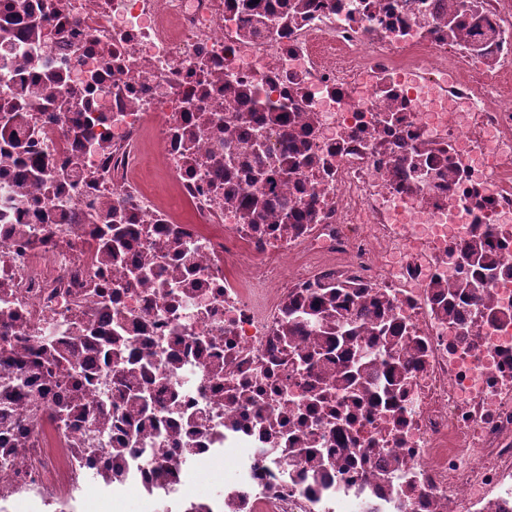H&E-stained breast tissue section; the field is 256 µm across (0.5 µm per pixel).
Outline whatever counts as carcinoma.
<instances>
[{"label": "carcinoma", "mask_w": 512, "mask_h": 512, "mask_svg": "<svg viewBox=\"0 0 512 512\" xmlns=\"http://www.w3.org/2000/svg\"><path fill=\"white\" fill-rule=\"evenodd\" d=\"M246 7L250 12L248 21L256 28L265 25L266 11L262 3L247 0ZM475 25V15L469 2L460 4L459 11L448 16V25L439 27L442 36L448 37V42L455 43L472 34ZM289 145L279 157L270 161H260L258 165L250 168V173L264 178L270 185H275L280 178L287 177L300 165L306 163L303 154L308 149L305 140L288 136ZM431 152L429 143L422 142L412 148V152L396 158L390 169L392 183H397L399 172L406 166L417 167V158ZM267 202L257 199L248 200L240 212V221L243 224H259L264 217ZM459 266L465 270V275L458 281L438 285V297H448V316L456 317V301L460 300L470 307L474 313H484L483 292L489 281L501 276L512 275V261L503 257L494 246V227L478 224L469 232L456 248L450 251ZM343 285L336 284V295L325 291H314L308 295L306 313L300 322H288V333L297 328L307 326L320 334L329 330L336 336V350H346L353 336L357 335V324L365 311L373 309L371 320L372 335L378 337V352L386 355L385 363L394 359L392 352L393 337L400 335L402 328L391 318L392 303L388 299L377 297L369 304H362L341 291ZM366 365L360 364L345 370L336 376V384L350 389L357 385ZM28 382L16 378L0 384V398L3 400L20 399L28 395ZM60 411L70 417H78L89 412V406L81 402L78 397L72 396L57 401Z\"/></svg>", "instance_id": "1"}]
</instances>
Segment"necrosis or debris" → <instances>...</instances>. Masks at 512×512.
I'll return each mask as SVG.
<instances>
[{
    "label": "necrosis or debris",
    "instance_id": "obj_1",
    "mask_svg": "<svg viewBox=\"0 0 512 512\" xmlns=\"http://www.w3.org/2000/svg\"><path fill=\"white\" fill-rule=\"evenodd\" d=\"M26 3L0 8V358L37 389L0 400L23 424L0 450V512H67L105 459L120 476L103 485L158 505L228 455L234 479L199 512H512V277L487 285L491 323H449L436 290L474 225L512 258V0H482L457 44L432 31L456 0H307L294 19L263 0L259 31L243 0ZM292 131L315 164L250 178L241 143L272 158ZM149 141L165 202L142 176ZM421 141L459 179L396 190L390 165ZM244 194L267 200L263 223H240ZM284 200L313 210L283 223ZM340 279L390 298L401 384L370 323L341 353L287 335L289 306ZM49 345L111 431L57 412ZM360 357L350 400L336 373Z\"/></svg>",
    "mask_w": 512,
    "mask_h": 512
}]
</instances>
